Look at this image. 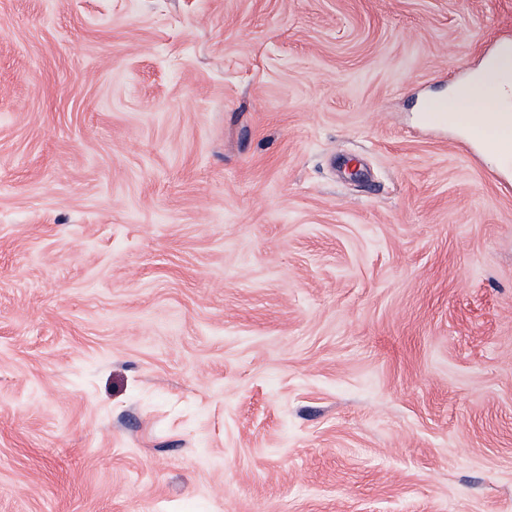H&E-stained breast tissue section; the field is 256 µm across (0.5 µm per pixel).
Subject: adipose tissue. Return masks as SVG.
<instances>
[{"label":"adipose tissue","mask_w":512,"mask_h":512,"mask_svg":"<svg viewBox=\"0 0 512 512\" xmlns=\"http://www.w3.org/2000/svg\"><path fill=\"white\" fill-rule=\"evenodd\" d=\"M442 108L480 132L493 133L500 144L496 156L506 157L503 144L512 137V43L501 44L475 76L453 89Z\"/></svg>","instance_id":"ef3b65f1"}]
</instances>
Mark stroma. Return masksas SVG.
<instances>
[{
  "instance_id": "obj_1",
  "label": "stroma",
  "mask_w": 512,
  "mask_h": 512,
  "mask_svg": "<svg viewBox=\"0 0 512 512\" xmlns=\"http://www.w3.org/2000/svg\"><path fill=\"white\" fill-rule=\"evenodd\" d=\"M512 0H0V512H512V163L423 111Z\"/></svg>"
}]
</instances>
